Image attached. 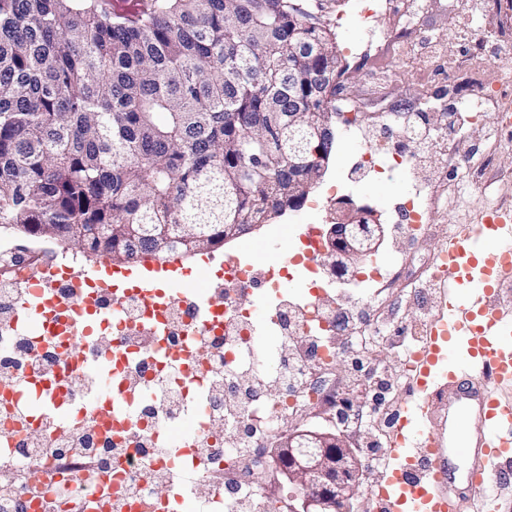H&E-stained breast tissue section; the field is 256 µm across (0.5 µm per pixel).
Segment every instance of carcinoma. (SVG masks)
Instances as JSON below:
<instances>
[{
  "mask_svg": "<svg viewBox=\"0 0 512 512\" xmlns=\"http://www.w3.org/2000/svg\"><path fill=\"white\" fill-rule=\"evenodd\" d=\"M334 2L0 0V230L78 231L88 256L136 262L303 205L319 176L304 128L336 135L349 69Z\"/></svg>",
  "mask_w": 512,
  "mask_h": 512,
  "instance_id": "1",
  "label": "carcinoma"
}]
</instances>
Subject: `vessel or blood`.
<instances>
[{"label": "vessel or blood", "instance_id": "obj_1", "mask_svg": "<svg viewBox=\"0 0 512 512\" xmlns=\"http://www.w3.org/2000/svg\"><path fill=\"white\" fill-rule=\"evenodd\" d=\"M441 258L442 312L431 324L420 361L419 383L410 408L400 412L401 443L389 450L392 468L382 481L378 512H467L482 498L489 479L512 463V401L501 399V385L512 383V314L498 302L505 276L512 272V210L491 208L465 225ZM115 294L128 289L152 297L156 280L121 269ZM448 384L450 430L463 438L449 443L431 432V385ZM470 462L465 480L456 477L457 458Z\"/></svg>", "mask_w": 512, "mask_h": 512}]
</instances>
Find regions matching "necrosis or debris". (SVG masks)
I'll return each mask as SVG.
<instances>
[{
    "label": "necrosis or debris",
    "instance_id": "4bbe7bcc",
    "mask_svg": "<svg viewBox=\"0 0 512 512\" xmlns=\"http://www.w3.org/2000/svg\"><path fill=\"white\" fill-rule=\"evenodd\" d=\"M460 37L471 44L466 60L434 52L449 71L463 65L475 74L492 62L512 61V43L498 30L480 27ZM286 275L256 266L248 276L221 278L210 291L219 310L212 317L204 316L197 293L168 302L160 336L165 353L147 360L140 356L152 343L143 329L142 300L130 293L116 302L101 293L99 305L118 308L119 317L99 318L91 340L107 346L123 337L121 383L138 394L129 421L113 428L84 405L98 377L71 369L75 343L58 336L52 312L43 314L44 329L25 325L30 274L26 266H13L10 279L0 282V512H74V498L86 496L91 482L114 490L102 512H176L175 498L156 494L154 484L189 470L197 474L198 501L213 499L217 512H267L266 496L239 475L233 446L279 434L289 411L335 360L344 315L338 301L322 296L324 284L316 279L309 284L316 299L296 304L281 297ZM258 281L277 298L271 326L283 340L304 344L308 356L269 366L260 360L256 327L241 302ZM241 371L270 379L278 395L236 385L233 377ZM292 373L300 374L298 383H289ZM230 397L236 410L229 417ZM186 420L189 443L168 447L167 432Z\"/></svg>",
    "mask_w": 512,
    "mask_h": 512
}]
</instances>
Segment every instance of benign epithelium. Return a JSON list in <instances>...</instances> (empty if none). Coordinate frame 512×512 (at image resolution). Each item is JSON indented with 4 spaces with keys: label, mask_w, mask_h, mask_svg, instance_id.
<instances>
[{
    "label": "benign epithelium",
    "mask_w": 512,
    "mask_h": 512,
    "mask_svg": "<svg viewBox=\"0 0 512 512\" xmlns=\"http://www.w3.org/2000/svg\"><path fill=\"white\" fill-rule=\"evenodd\" d=\"M384 236V225L371 207L338 200L326 225L330 250L325 265L347 283L358 276L360 261L378 250ZM273 460L291 488L288 512H352L360 461L344 432L292 431L276 441Z\"/></svg>",
    "instance_id": "obj_1"
}]
</instances>
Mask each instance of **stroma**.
Instances as JSON below:
<instances>
[{
  "label": "stroma",
  "mask_w": 512,
  "mask_h": 512,
  "mask_svg": "<svg viewBox=\"0 0 512 512\" xmlns=\"http://www.w3.org/2000/svg\"><path fill=\"white\" fill-rule=\"evenodd\" d=\"M361 8L362 0H342L340 6L333 9L331 19L336 40L349 66L343 81L344 96L361 103L364 116L357 125L362 126L363 136H354L351 126L337 125L328 171L304 205L226 242L209 257L198 254L179 258V265L187 267L189 274L176 281L175 287L177 291L188 292L198 284L199 269L206 265L219 269L228 254L250 257L260 266L269 264L273 255L264 251V244L274 245L285 237L296 236L301 224H327L331 200L346 198L371 206L380 222L387 226L378 258L393 279L388 288L355 292L348 308L353 313L367 311L379 319L384 325L386 340L357 353L346 349V335L337 336L336 344L341 351L327 382L339 399L352 406L363 405L376 413H391L404 404L416 383L415 378L404 375L399 361V353L408 341L407 331L414 326L427 328L441 311L438 292L424 285L431 265L447 248L460 225L476 221L483 211L493 207L512 208V127L499 128L497 110L487 107L480 119L463 132L469 155L465 166L458 165L454 148L435 153L419 149L422 162L418 175L429 191L427 230L414 239L399 236L394 227L402 218L395 213L394 206L411 188L413 176L401 167L387 176H376L363 167L362 154L373 144L404 148L405 143L392 123L402 109L413 105L420 92H428L431 105L427 110L415 112L416 123L438 129L447 124L450 111L467 95L472 82H480L488 91H496L501 69L489 65L475 79L464 68L449 75L429 62L419 71L395 62L391 65L392 72L382 99L370 98L367 87L378 72L363 54L365 33L358 22ZM375 23L415 45L421 44L426 35H434L442 40L447 55L462 60L467 57L469 46L449 39V32L481 25L511 26L512 0H489L486 11L468 15L455 7L454 0H384L375 15ZM37 249L47 252L53 259L60 246L21 234H1L0 275L13 264H24L29 271H37L38 265L32 260ZM383 439L382 428L376 423L348 437L350 445L357 450L362 469L352 499L354 512H377L370 491L382 481L386 467L373 463L370 454Z\"/></svg>",
  "instance_id": "35a3bbf8"
}]
</instances>
